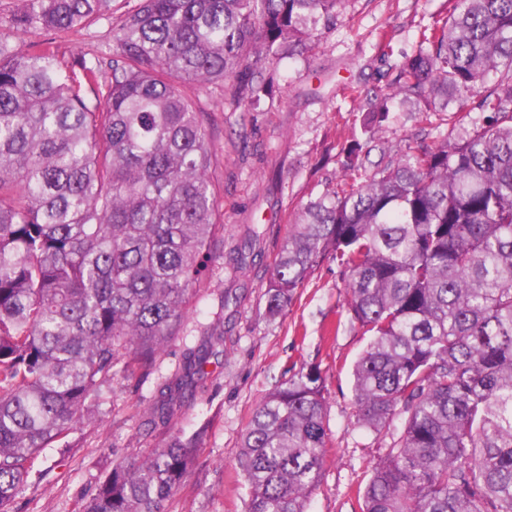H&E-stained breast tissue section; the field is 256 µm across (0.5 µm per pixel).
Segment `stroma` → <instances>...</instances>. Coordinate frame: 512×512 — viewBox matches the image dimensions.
<instances>
[{
    "mask_svg": "<svg viewBox=\"0 0 512 512\" xmlns=\"http://www.w3.org/2000/svg\"><path fill=\"white\" fill-rule=\"evenodd\" d=\"M445 2L346 0L335 24L311 37L303 55L268 66L270 91L254 107L231 102L223 85L192 86L219 160L224 255L210 266L206 288L194 293L153 371L117 374L98 408L43 449L34 467L49 474L24 487L22 512H82L114 463L141 460L175 429L204 436L166 512H244L236 461L241 437L256 404L301 363L319 366L326 378L333 439L308 512H361L356 487L367 482L389 438L354 425L351 372L368 339L347 319L344 278L324 261L287 313L274 319L265 314L264 293L294 213L341 178L343 148L376 142L367 159L374 167L399 157L407 142L426 139L413 102L396 97L387 119L367 126L351 92H387L392 65L418 53L421 28ZM137 4L112 0L111 14L72 34L62 52L111 58L114 34ZM219 325L223 343L214 345L192 395L162 423L152 414L161 385L178 371L184 349Z\"/></svg>",
    "mask_w": 512,
    "mask_h": 512,
    "instance_id": "35a3bbf8",
    "label": "stroma"
}]
</instances>
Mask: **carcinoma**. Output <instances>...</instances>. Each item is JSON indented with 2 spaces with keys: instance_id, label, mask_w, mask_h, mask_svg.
<instances>
[{
  "instance_id": "carcinoma-1",
  "label": "carcinoma",
  "mask_w": 512,
  "mask_h": 512,
  "mask_svg": "<svg viewBox=\"0 0 512 512\" xmlns=\"http://www.w3.org/2000/svg\"><path fill=\"white\" fill-rule=\"evenodd\" d=\"M343 0H140L122 20L111 78L50 40L112 0H23L0 30V512L41 449L67 436L123 371L149 372L220 257L215 154L188 84L255 101L266 64L306 48ZM394 64L389 93L439 128L448 100L478 97L465 135L410 141L370 170L354 143L343 175L289 225L265 291L270 318L329 259L351 325L355 424L391 442L361 512H512V0H448ZM288 47V54L282 53ZM494 79L486 90L484 84ZM211 347L184 350L154 413L171 421ZM253 410L237 454L246 512H307L332 440L326 379L287 370ZM204 429L177 430L116 463L83 512H164Z\"/></svg>"
}]
</instances>
